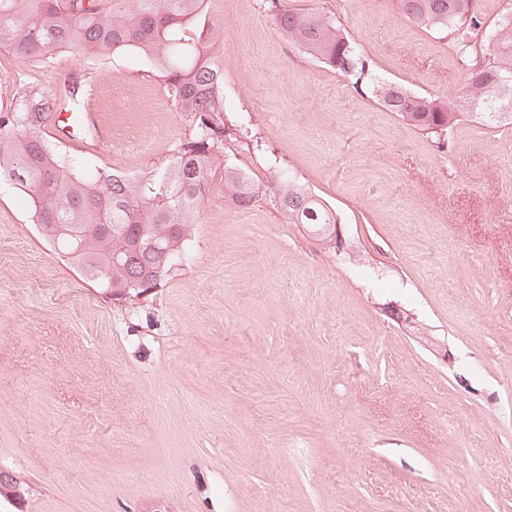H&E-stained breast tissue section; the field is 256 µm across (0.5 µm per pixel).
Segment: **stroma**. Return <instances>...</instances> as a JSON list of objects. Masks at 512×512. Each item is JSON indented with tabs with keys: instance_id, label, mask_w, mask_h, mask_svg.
<instances>
[{
	"instance_id": "obj_1",
	"label": "stroma",
	"mask_w": 512,
	"mask_h": 512,
	"mask_svg": "<svg viewBox=\"0 0 512 512\" xmlns=\"http://www.w3.org/2000/svg\"><path fill=\"white\" fill-rule=\"evenodd\" d=\"M334 14L377 81L462 97L437 34L391 0H283ZM224 111L254 183L293 175L336 212L323 249L267 197L217 192L180 267L120 305L61 259L0 182V469L24 512H512V126L445 144L288 43L265 0H224ZM21 65L81 78L100 151L84 172L169 158L184 124L135 57Z\"/></svg>"
}]
</instances>
